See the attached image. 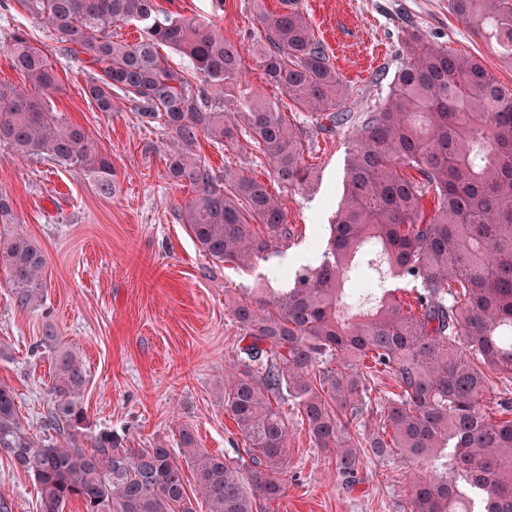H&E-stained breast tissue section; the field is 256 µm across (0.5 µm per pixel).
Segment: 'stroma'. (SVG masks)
Masks as SVG:
<instances>
[{"mask_svg":"<svg viewBox=\"0 0 512 512\" xmlns=\"http://www.w3.org/2000/svg\"><path fill=\"white\" fill-rule=\"evenodd\" d=\"M161 8L211 20L242 46L250 92L273 102L285 92L269 84L253 51L259 28L252 0H158ZM350 95L344 107L367 112L381 105L401 63L407 27L431 42L484 57L502 83L512 66L500 62L486 40L461 24L448 0H305ZM22 29L60 76L51 98L107 153L115 171L112 196L98 194L80 172L21 161L0 149V192L11 196L25 233L46 257L47 282L38 308H19L0 270V384L13 389L23 426L43 435L50 405L52 363L46 334L77 352L88 373L83 402L93 430L126 435L131 447L153 441L176 447L181 429L214 455L235 458L246 442L224 408V376L236 358L240 330L228 295L278 288L273 260L242 268L216 263L199 251L174 213L190 197L170 183L163 155L168 133L139 125L130 102L101 112L85 96V54L64 52L55 35L38 29L16 0H0V83L24 86L1 43ZM305 130L304 157L316 169L314 184L285 192L294 243L283 263L308 264L313 227L330 223L341 201L350 135L321 131L308 113L295 112ZM214 171L232 166L268 180L269 164L250 148L227 150L201 140ZM288 472L283 494L267 512H407V468L400 459L365 463L360 483L346 488L324 453L314 448L296 412H289ZM0 495L12 512H38L35 481L0 458Z\"/></svg>","mask_w":512,"mask_h":512,"instance_id":"stroma-1","label":"stroma"}]
</instances>
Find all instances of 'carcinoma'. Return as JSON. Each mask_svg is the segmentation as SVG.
Masks as SVG:
<instances>
[{
  "mask_svg": "<svg viewBox=\"0 0 512 512\" xmlns=\"http://www.w3.org/2000/svg\"><path fill=\"white\" fill-rule=\"evenodd\" d=\"M16 2L81 47L98 111L114 110L122 96L141 126L168 131L166 176L191 191L176 219L215 262L248 267L279 253L295 227L266 183L229 168L216 174L198 154L200 138L246 142L280 188L303 191L315 171L288 108L351 135L342 200L315 243L318 263L286 271L276 292L228 302L245 345L224 379V409L248 459L212 455L186 429L177 455L161 441L133 448L117 432L89 430L85 365L54 347L43 424L67 445L28 434L14 391L0 384V456L33 476L40 512H66L73 500L83 512H197L185 467L208 512H263L282 495L288 470L284 401L348 483L364 458L397 456L408 468L409 512H512V86L477 56L408 29L383 105L346 112L349 89L310 17L262 9L258 62L288 97L275 105L239 92L236 42L157 0ZM450 9L512 65V0H450ZM130 23L139 29L132 43L115 33ZM162 47L192 71L173 67ZM6 50L28 88L0 84V147L78 169L112 194L109 157L49 101L60 83L54 65L20 30ZM45 263L0 193V268L19 307L42 300ZM388 278L420 284L414 308L386 288ZM378 374L393 390L369 426Z\"/></svg>",
  "mask_w": 512,
  "mask_h": 512,
  "instance_id": "cac0c4a2",
  "label": "carcinoma"
}]
</instances>
